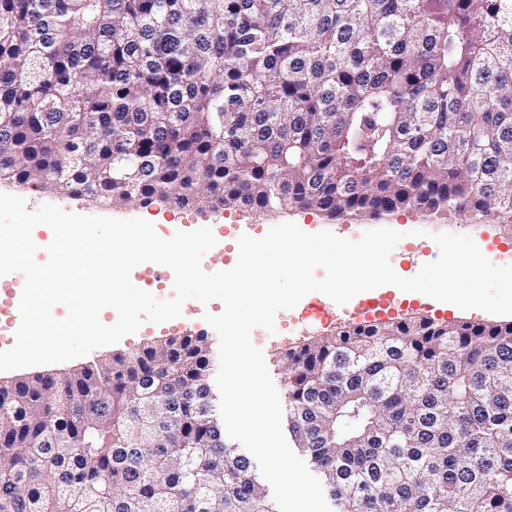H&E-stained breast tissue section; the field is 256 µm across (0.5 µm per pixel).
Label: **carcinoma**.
Returning <instances> with one entry per match:
<instances>
[{"instance_id":"carcinoma-1","label":"carcinoma","mask_w":512,"mask_h":512,"mask_svg":"<svg viewBox=\"0 0 512 512\" xmlns=\"http://www.w3.org/2000/svg\"><path fill=\"white\" fill-rule=\"evenodd\" d=\"M0 182L98 205L512 218V0H0ZM186 331L0 385V512H277ZM337 512H512V322L284 348Z\"/></svg>"}]
</instances>
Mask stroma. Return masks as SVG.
Segmentation results:
<instances>
[{"mask_svg": "<svg viewBox=\"0 0 512 512\" xmlns=\"http://www.w3.org/2000/svg\"><path fill=\"white\" fill-rule=\"evenodd\" d=\"M0 192L24 198L29 209L32 210L42 204L51 203L66 211L83 215L119 219L143 218L152 222L167 236L200 227H208L216 231L228 224H240L243 225L245 234L259 238L275 225L292 222L308 233L328 230L340 237L356 240L367 230L388 227L404 234L403 239L390 255V263L394 269L399 270L406 277L416 275L423 264L434 261L438 257L439 249L432 236L442 232L470 236L493 264L512 265V226L506 225L503 220L495 217L471 218L455 213L429 216L412 211H398L376 221L353 217L332 221L321 212L314 210L293 209L267 213L226 210L213 213L178 209L164 204H153L145 208L139 206L110 208L82 199L55 196L32 187L19 188L2 184ZM322 332V327L303 322L301 310L296 307L278 313L275 332L271 333L263 328L254 329L251 333V341L262 350L271 378L274 384L278 385L283 381L279 352L285 343L299 342ZM167 334V324L146 323L138 332L125 336L117 344L95 349L86 356L61 364L28 367L21 373L28 376L41 373L62 377L91 362L111 358L113 354L139 350ZM21 373L14 370L0 372V381L15 379Z\"/></svg>", "mask_w": 512, "mask_h": 512, "instance_id": "obj_1", "label": "stroma"}]
</instances>
